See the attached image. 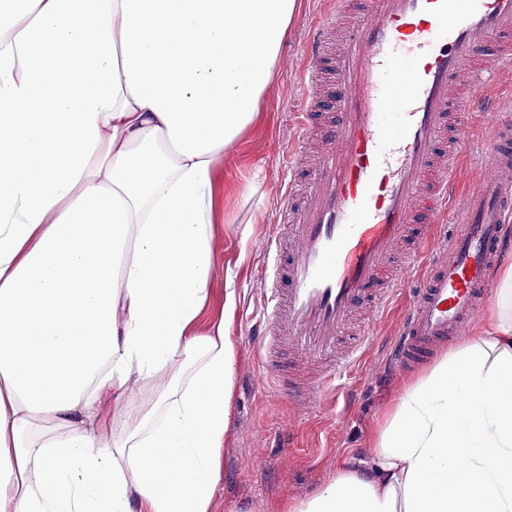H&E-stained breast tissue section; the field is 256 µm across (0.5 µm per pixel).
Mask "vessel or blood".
<instances>
[{
    "label": "vessel or blood",
    "instance_id": "vessel-or-blood-1",
    "mask_svg": "<svg viewBox=\"0 0 512 512\" xmlns=\"http://www.w3.org/2000/svg\"><path fill=\"white\" fill-rule=\"evenodd\" d=\"M304 55L290 153L317 127L323 146L308 171L283 169L273 279L251 334L265 367L286 353L307 364L310 377L292 374L285 389L311 404L368 349L364 334L337 355L344 326L364 305L374 323L406 277L413 303L389 343L405 367L464 334L487 298L512 221V122L490 139V176L460 228L425 248L448 216L467 118L494 111L487 91L512 72V0H328ZM411 237L413 251L390 266Z\"/></svg>",
    "mask_w": 512,
    "mask_h": 512
}]
</instances>
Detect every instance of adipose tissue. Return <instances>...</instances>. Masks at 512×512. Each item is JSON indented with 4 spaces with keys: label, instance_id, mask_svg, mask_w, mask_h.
Wrapping results in <instances>:
<instances>
[{
    "label": "adipose tissue",
    "instance_id": "adipose-tissue-1",
    "mask_svg": "<svg viewBox=\"0 0 512 512\" xmlns=\"http://www.w3.org/2000/svg\"><path fill=\"white\" fill-rule=\"evenodd\" d=\"M298 0H0V512H211L235 370L226 150ZM288 512H512V258ZM112 415L104 417V398Z\"/></svg>",
    "mask_w": 512,
    "mask_h": 512
}]
</instances>
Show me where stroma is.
<instances>
[{
	"instance_id": "1",
	"label": "stroma",
	"mask_w": 512,
	"mask_h": 512,
	"mask_svg": "<svg viewBox=\"0 0 512 512\" xmlns=\"http://www.w3.org/2000/svg\"><path fill=\"white\" fill-rule=\"evenodd\" d=\"M323 8V0H300L282 46L279 76L260 105V120L224 160L227 196L215 242L217 278L209 309L219 313L225 286L234 288L237 306L231 331L236 363L230 430L213 512H288L289 502L313 494L334 475L342 457L368 454L377 425L403 384L416 375L415 370L390 363L385 350L409 306L405 293L374 327L371 346L360 363L343 373L314 407L299 408L278 394L248 334L263 313L259 278L305 66L302 46ZM489 95L497 111L470 118L472 135L458 167L463 192L473 189L482 175L481 154L493 126L512 119V74L500 76Z\"/></svg>"
}]
</instances>
